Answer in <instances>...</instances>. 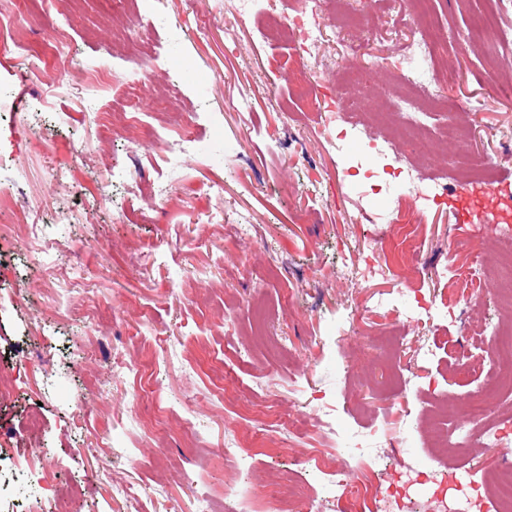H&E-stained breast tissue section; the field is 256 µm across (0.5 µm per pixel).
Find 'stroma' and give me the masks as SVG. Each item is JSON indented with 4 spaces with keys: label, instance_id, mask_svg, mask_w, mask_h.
Listing matches in <instances>:
<instances>
[{
    "label": "stroma",
    "instance_id": "1",
    "mask_svg": "<svg viewBox=\"0 0 512 512\" xmlns=\"http://www.w3.org/2000/svg\"><path fill=\"white\" fill-rule=\"evenodd\" d=\"M489 2L431 0L446 36L440 57L458 72L438 93L475 109L427 113L420 143L400 144L422 179L457 178L460 145L440 137L452 119L493 179L512 170L500 162L512 151V99L488 97L485 50L472 41ZM117 6L86 0L66 18L38 0H0V17H25L32 47L0 54V382L10 388L0 396V505L56 512L58 491L76 486L69 512H198L224 484L277 480L309 497L303 462L327 445L310 439L323 398L341 428L368 434L387 456L381 492L462 512L471 493L462 470L498 451L476 445L458 461L434 447L433 426L442 417L463 425L494 376L490 343L464 333L480 320L512 331L495 277L512 243L458 223L446 200L410 229L383 223L382 202L359 208L325 131L331 114L371 123L380 138L398 127L389 109L406 44L401 0L329 6L308 68L299 43L261 41L233 0H139L168 60L151 71L102 24ZM56 26L70 52L50 61L44 35ZM93 68L116 84L90 103L82 78ZM126 101L148 123L189 126L194 152L167 162L120 119L99 134L98 109ZM116 169L140 177L142 193L125 194ZM16 185L44 211L47 253L22 245L4 205ZM222 207L223 223H200ZM239 213L249 236L235 229ZM460 240L473 252L462 272L474 295L453 319L404 322L402 289L427 307L447 297L432 271L452 263L448 248ZM458 349L471 368L450 365ZM218 379L230 382L229 407L211 400ZM32 416L42 427L30 436ZM233 440L255 449L249 468L222 459ZM31 459L45 482L25 478ZM116 483L128 496L113 495Z\"/></svg>",
    "mask_w": 512,
    "mask_h": 512
}]
</instances>
